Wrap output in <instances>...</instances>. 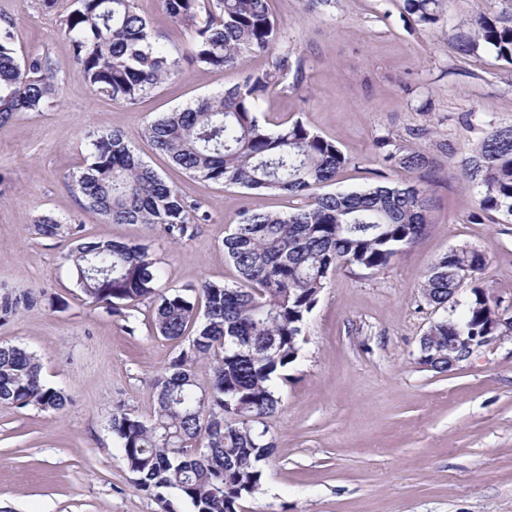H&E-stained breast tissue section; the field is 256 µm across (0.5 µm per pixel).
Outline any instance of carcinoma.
Listing matches in <instances>:
<instances>
[{
	"label": "carcinoma",
	"mask_w": 512,
	"mask_h": 512,
	"mask_svg": "<svg viewBox=\"0 0 512 512\" xmlns=\"http://www.w3.org/2000/svg\"><path fill=\"white\" fill-rule=\"evenodd\" d=\"M60 24L85 82L96 95L133 105L181 71L222 69L239 53L266 51L280 41L268 0H163L168 18L193 33L186 52L159 43L136 0H69ZM446 0H405L406 12L427 27ZM475 37L512 65V18L479 16ZM13 24L0 26V121L41 112L58 96L48 56L19 57ZM277 71L253 73L244 84L169 112L143 130L159 153L195 178L250 191L279 192L305 201L291 211L248 207L224 237V252L238 273L233 285L204 281L193 298L161 289L159 261L148 246L82 240L81 225L45 214L36 221L46 238L68 235L75 284L109 313L152 300V323L167 340L189 337L188 348L154 383L156 407L142 418L118 406L110 429L137 487L158 498L175 491L195 512H242L260 493L275 444L267 420L281 403L275 380L298 358V336L330 275L346 267L386 269L422 235L427 198L415 182L323 193L350 163L335 142L299 121L272 130L257 116L259 100L276 88ZM88 156L75 177L84 208L112 224L158 226L178 242L208 215L189 203L135 152L118 131L87 135ZM376 148L391 167L419 171L429 157L406 138L382 137ZM460 175L479 189L474 218L512 216V125L491 128L460 162ZM487 257L454 248L435 259L421 284L423 300L448 310V296L468 277L476 280ZM34 298L0 295V319L18 314ZM491 302L474 286L461 315L444 316L426 332L448 345L450 336H474L488 325ZM208 365L209 386L195 367ZM0 402L61 410L67 396L41 379L37 355L0 346Z\"/></svg>",
	"instance_id": "cac0c4a2"
}]
</instances>
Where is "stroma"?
<instances>
[{
	"mask_svg": "<svg viewBox=\"0 0 512 512\" xmlns=\"http://www.w3.org/2000/svg\"><path fill=\"white\" fill-rule=\"evenodd\" d=\"M158 40L187 49L162 0H138ZM280 44L245 51L210 71L184 67L137 104L97 96L84 81L58 12L42 0H0L17 54L43 53L60 103L0 123V295L34 303L0 323V346L37 353L47 384L68 397L63 410L0 403V512H193L176 494L140 490L108 423L115 406L143 417L154 381L187 348L157 336L151 305L108 314L77 288L66 259L75 242L38 234L40 215L81 225L88 238L150 245L161 287L230 284L237 272L224 238L243 205L285 212L297 199L221 187L184 173L141 132L165 113L242 84L253 73L288 72L261 100L267 127L302 121L350 158L337 189L413 180L429 199L428 224L388 268L332 274L303 327L298 359L278 382L282 403L269 423L275 451L262 462L263 492L246 512H512V340L481 348L447 374L418 362L420 339L439 314L421 297L431 262L458 247L488 262L480 284L512 307V224L474 223L476 189L457 163L492 126L512 125V66L488 48L462 52L472 21L512 9V0H448L440 20L418 25L405 0H269ZM422 130L416 147L429 172L385 165L375 142ZM120 130L140 157L209 220L169 242L159 228L110 224L86 210L71 187L87 154L85 136Z\"/></svg>",
	"mask_w": 512,
	"mask_h": 512,
	"instance_id": "35a3bbf8",
	"label": "stroma"
}]
</instances>
